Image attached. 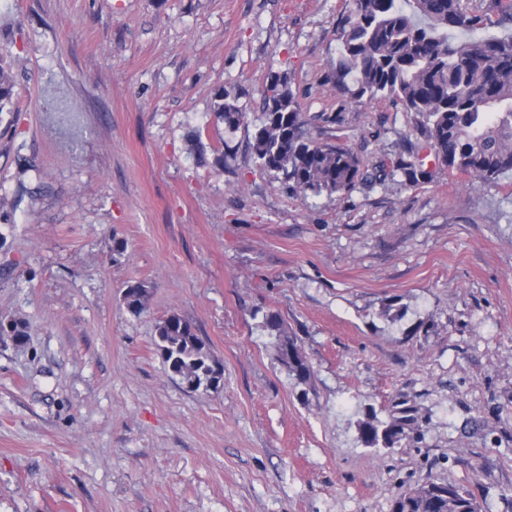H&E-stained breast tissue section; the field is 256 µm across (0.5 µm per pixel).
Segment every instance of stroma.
<instances>
[{"instance_id": "1", "label": "stroma", "mask_w": 512, "mask_h": 512, "mask_svg": "<svg viewBox=\"0 0 512 512\" xmlns=\"http://www.w3.org/2000/svg\"><path fill=\"white\" fill-rule=\"evenodd\" d=\"M345 0H0V512H390L444 479L512 512V172L302 195L250 148L272 74L372 167L401 105L333 95ZM245 121L216 119L218 93ZM148 291L144 313L123 301ZM297 336L301 382L268 312ZM224 367L189 389L156 326ZM417 442L368 448L393 398ZM16 81L13 67L0 57V123L3 114H11L16 103ZM156 335L158 350L173 375L193 390L209 389L207 382H215L214 388H217L223 371L189 321L178 314H170L159 321ZM265 325L272 332H275L274 346L277 352V359L281 365L287 368L289 374L299 381H305L310 377V367L305 360L298 344L296 336L288 334L282 327L279 314L270 312L266 315Z\"/></svg>"}]
</instances>
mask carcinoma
<instances>
[{
    "mask_svg": "<svg viewBox=\"0 0 512 512\" xmlns=\"http://www.w3.org/2000/svg\"><path fill=\"white\" fill-rule=\"evenodd\" d=\"M512 22V0H489L482 11L463 0H346L338 26L339 57L327 76L332 91L355 104L389 101L420 117L423 141L371 171L338 138L308 136L309 119L291 81L274 74L263 98L261 124L251 149L259 164L282 175L303 194H340L362 181L377 183L400 172L407 185L429 183L438 166L473 181L486 182L512 172V35L476 37L474 33ZM215 110L228 128L246 116L236 100L220 92ZM13 67L0 57V122L16 103ZM148 291L141 284L123 294L126 307L142 313ZM275 332L278 361L299 381L310 367L297 337L279 314L266 315ZM157 347L168 370L197 390L220 383L223 371L191 323L170 314L156 326ZM421 416L406 397L396 400L387 418L366 415L360 439L371 448H393L420 438ZM391 512H478L474 497L448 481L429 479L397 494Z\"/></svg>",
    "mask_w": 512,
    "mask_h": 512,
    "instance_id": "carcinoma-1",
    "label": "carcinoma"
}]
</instances>
